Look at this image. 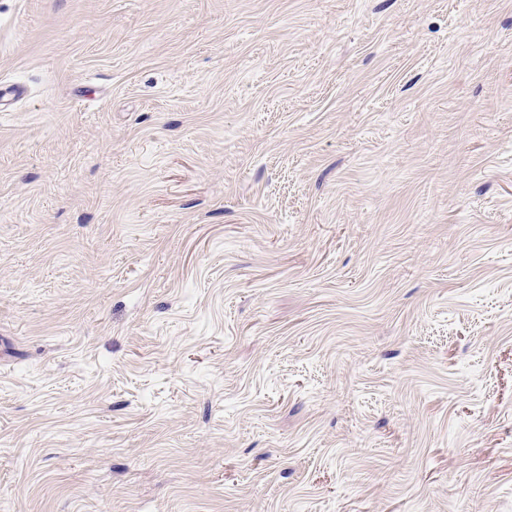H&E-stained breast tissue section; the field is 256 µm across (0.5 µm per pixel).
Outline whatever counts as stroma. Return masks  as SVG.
I'll return each mask as SVG.
<instances>
[{
    "instance_id": "obj_1",
    "label": "stroma",
    "mask_w": 512,
    "mask_h": 512,
    "mask_svg": "<svg viewBox=\"0 0 512 512\" xmlns=\"http://www.w3.org/2000/svg\"><path fill=\"white\" fill-rule=\"evenodd\" d=\"M0 512H512V0H0Z\"/></svg>"
}]
</instances>
